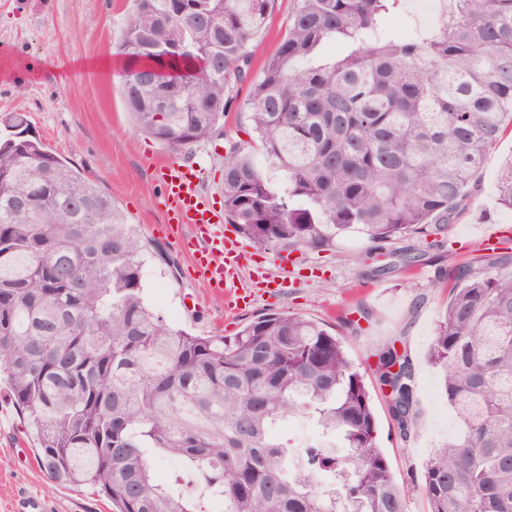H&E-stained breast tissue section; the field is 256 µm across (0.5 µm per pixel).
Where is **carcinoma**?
Returning <instances> with one entry per match:
<instances>
[{
  "instance_id": "1",
  "label": "carcinoma",
  "mask_w": 512,
  "mask_h": 512,
  "mask_svg": "<svg viewBox=\"0 0 512 512\" xmlns=\"http://www.w3.org/2000/svg\"><path fill=\"white\" fill-rule=\"evenodd\" d=\"M275 0H134L119 41L128 66L171 70L122 82L134 128L179 149L220 134ZM407 0H295L245 106L249 140L225 138L224 223L255 246L304 255L359 235L368 252L437 236L468 202L512 125V0H444L401 39ZM345 44L322 59L329 41ZM183 43L211 58L191 80ZM167 101L164 112L157 98ZM0 139V374L55 483H84L113 512H408L365 374L321 322L263 314L234 336L192 335L145 301L148 258L168 263L97 183L9 118ZM261 154L281 173L274 185ZM512 211V159L496 183ZM455 285L429 360L460 434L423 468L429 512H512V254L450 267ZM406 442L417 427L410 357L377 354ZM305 417L297 448L283 422ZM172 458L166 480L154 464ZM323 474L313 487L304 471Z\"/></svg>"
}]
</instances>
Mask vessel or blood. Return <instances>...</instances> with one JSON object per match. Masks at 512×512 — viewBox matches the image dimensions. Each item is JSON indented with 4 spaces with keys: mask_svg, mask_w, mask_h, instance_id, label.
<instances>
[{
    "mask_svg": "<svg viewBox=\"0 0 512 512\" xmlns=\"http://www.w3.org/2000/svg\"><path fill=\"white\" fill-rule=\"evenodd\" d=\"M156 176L169 221L182 231L180 250L190 256L198 280L222 292L236 287L242 269L237 245L218 231L223 216L201 192L197 167L168 162L157 166Z\"/></svg>",
    "mask_w": 512,
    "mask_h": 512,
    "instance_id": "1",
    "label": "vessel or blood"
}]
</instances>
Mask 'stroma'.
Instances as JSON below:
<instances>
[{
  "mask_svg": "<svg viewBox=\"0 0 512 512\" xmlns=\"http://www.w3.org/2000/svg\"><path fill=\"white\" fill-rule=\"evenodd\" d=\"M133 0H0V133L11 113H25L29 130L53 152L98 183L130 223L168 252L171 264L148 265L144 283L152 308L168 322L197 335L232 336L249 320L292 311L327 324L343 339L359 368L375 366L380 348L394 342L415 364L418 427L401 441L392 424L386 394L371 387L379 443L398 481L411 489L410 512H427L421 487L432 449L458 430L428 353L437 321L453 284L447 262L419 237L390 244L386 254L363 261L367 243L346 237L333 251L309 255L305 263L281 266L275 252L246 243L247 266L260 265L267 284L243 281L247 295L233 318L225 316L224 295L208 292L191 277L192 267L169 234L167 208L154 178L166 160L192 161L201 169L200 186L222 205L224 139L241 138L249 127L244 105L264 60L280 45L293 0H275L257 40L248 81L237 84V102L224 117V138L201 143L193 152L174 150L137 131L120 91L121 70L105 74L89 61L115 55V43ZM512 130L505 131L486 159L468 207L448 226V244L459 265L483 264L489 252L482 230L500 228L512 240V211L496 201L494 184L508 155ZM423 251L421 261L405 264L401 247ZM22 494L39 497L45 512H110L86 484H56L36 460L35 445L20 410L0 383V512H11Z\"/></svg>",
  "mask_w": 512,
  "mask_h": 512,
  "instance_id": "35a3bbf8",
  "label": "stroma"
}]
</instances>
